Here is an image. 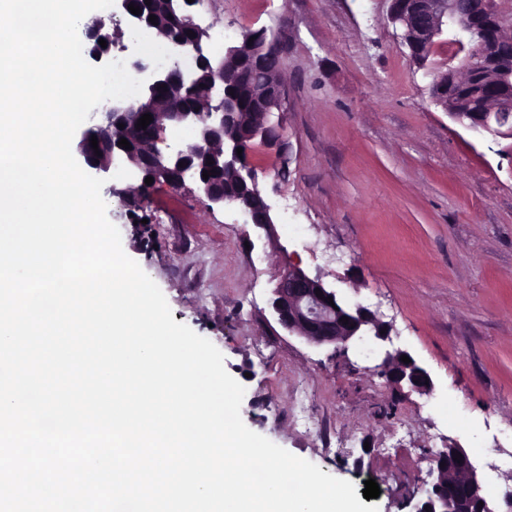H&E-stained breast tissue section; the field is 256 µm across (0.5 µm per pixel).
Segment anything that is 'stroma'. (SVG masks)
Here are the masks:
<instances>
[{
	"mask_svg": "<svg viewBox=\"0 0 512 512\" xmlns=\"http://www.w3.org/2000/svg\"><path fill=\"white\" fill-rule=\"evenodd\" d=\"M389 0H206L207 49L244 28L281 31L288 92L280 145L255 144L272 231L242 223L193 184L104 177L124 252L159 286L173 319L210 340L245 388L241 417L322 472L364 489L378 512H416L435 454L456 443L500 505L512 464V139L453 122L428 94L387 20ZM321 276L391 327L378 349L315 346L276 321L285 267ZM407 351L434 389L376 374Z\"/></svg>",
	"mask_w": 512,
	"mask_h": 512,
	"instance_id": "obj_1",
	"label": "stroma"
}]
</instances>
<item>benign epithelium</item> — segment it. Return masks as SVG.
I'll return each mask as SVG.
<instances>
[{
	"instance_id": "obj_1",
	"label": "benign epithelium",
	"mask_w": 512,
	"mask_h": 512,
	"mask_svg": "<svg viewBox=\"0 0 512 512\" xmlns=\"http://www.w3.org/2000/svg\"><path fill=\"white\" fill-rule=\"evenodd\" d=\"M130 32L156 36L158 23L149 22L151 11L145 0H117ZM140 7L132 14L128 5ZM181 14L176 25L185 31L181 40L169 42L174 62L158 66L136 60L132 68L144 76L143 92L135 99L112 101V105L95 112L96 122L85 133L79 149L84 162L92 169L107 172L118 163L138 174L153 177V184L179 189L193 182L213 204L232 208L245 224L269 229L274 224L271 206L257 187V173L247 158L237 155V148L247 153L253 140L266 143L280 138V127L265 122L274 112L285 111L286 88L270 76L269 59L282 57L281 33L262 27L246 29L240 37L224 44V55L211 56L203 43L207 28L194 20L192 4L179 0ZM389 20L400 30L401 44L414 63L423 66L436 39L454 32L458 52L463 60L434 75L429 85L431 101L454 121L466 128L501 138H512V54L504 48L512 45L502 35L512 31V0H391ZM93 41L92 54L100 59L112 50V27L97 19L83 27ZM195 36L190 37L188 33ZM261 39L256 40V33ZM105 40L103 48L99 40ZM487 81L497 89L494 97L481 101L469 110L465 102L470 88ZM234 83L246 89L250 112L230 89ZM200 91L206 108L200 111L179 104L183 94ZM166 100L169 108L156 131L191 127L194 141L185 145L174 138L166 151L139 149L131 134L137 131L142 115L153 113L158 101ZM124 128H119V125ZM96 137L98 149L91 146ZM125 138L131 149L118 145ZM183 166H178V163ZM209 172L203 178V172ZM322 292L317 296L316 292ZM272 309L278 324L290 334L303 337L315 345H346L368 338L385 342L390 326L376 320L369 309L341 299L335 289L318 275L311 276L299 267L283 271L273 291ZM348 317V323L341 321ZM397 349L386 353L380 372L392 383L420 393L433 391L430 374L415 360L406 364ZM461 458H456V455ZM430 474L434 480L424 483L423 500L417 512H496L481 493L477 468L472 456L462 446L443 449L433 459ZM445 466H440V463ZM458 473L467 479V492L454 490L446 475Z\"/></svg>"
}]
</instances>
